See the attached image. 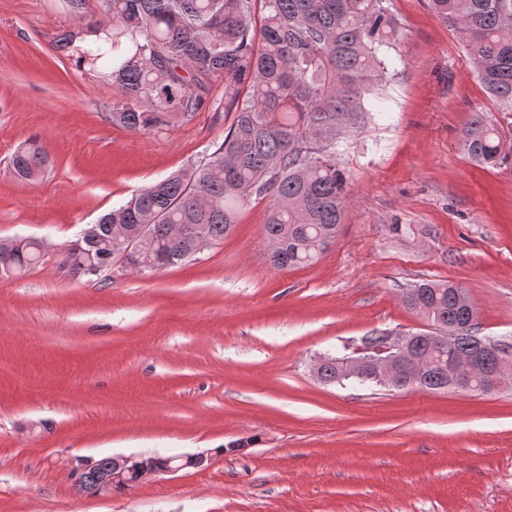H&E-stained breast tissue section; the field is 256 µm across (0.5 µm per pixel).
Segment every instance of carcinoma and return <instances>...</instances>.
Returning <instances> with one entry per match:
<instances>
[{
    "instance_id": "cac0c4a2",
    "label": "carcinoma",
    "mask_w": 512,
    "mask_h": 512,
    "mask_svg": "<svg viewBox=\"0 0 512 512\" xmlns=\"http://www.w3.org/2000/svg\"><path fill=\"white\" fill-rule=\"evenodd\" d=\"M387 0H102L111 23L88 22L85 0H65L80 32L65 31L56 49L108 78L119 97L112 123L134 132L188 121L204 107L233 120L224 140L197 164L133 194L91 225L80 246L67 245L61 264L75 275H97L124 254L130 270L151 273L195 257L202 233L224 240L240 209L266 201L263 234L271 265L303 267L335 239L349 202V176L336 159V128L359 124L388 64L384 52L401 26ZM463 38L477 77L504 112H512V0H430ZM232 91L210 97L214 81ZM467 155L498 164L503 139L480 112L461 133ZM46 147L17 150L9 168L21 180L44 173ZM150 225L144 230V225ZM31 237L0 240V267L18 275L42 257ZM403 304L439 329L461 327L456 352L474 354L481 339L466 328L477 310L452 283H420ZM425 361L418 388L448 385V352L426 336L413 343Z\"/></svg>"
}]
</instances>
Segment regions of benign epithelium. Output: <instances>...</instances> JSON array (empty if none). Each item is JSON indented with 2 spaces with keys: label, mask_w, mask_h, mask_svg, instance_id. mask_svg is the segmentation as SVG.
<instances>
[{
  "label": "benign epithelium",
  "mask_w": 512,
  "mask_h": 512,
  "mask_svg": "<svg viewBox=\"0 0 512 512\" xmlns=\"http://www.w3.org/2000/svg\"><path fill=\"white\" fill-rule=\"evenodd\" d=\"M414 336L395 335L385 339L383 348L373 350L363 346L354 356H347L336 362L337 373L346 378L360 374L362 366L370 367L367 378L381 387L396 385L403 366V359L412 346ZM492 368L491 377L497 386L505 383L512 371V358L506 354L503 345L491 340L482 343L481 351L466 362L453 366L448 371V388L459 389L466 386L462 376L473 367ZM209 462V455L197 453L175 457L111 456L107 461L83 460L78 466L81 476L94 481L98 494H110L123 490L126 486L139 483L150 476L173 474L184 469L201 468Z\"/></svg>",
  "instance_id": "benign-epithelium-1"
}]
</instances>
